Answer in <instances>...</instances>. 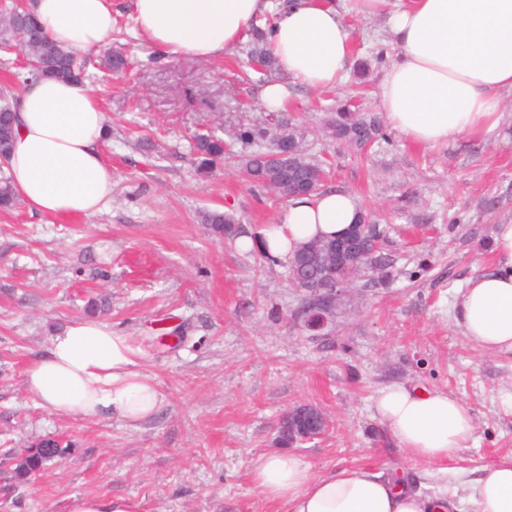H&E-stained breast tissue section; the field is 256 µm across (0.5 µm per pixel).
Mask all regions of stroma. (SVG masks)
I'll return each instance as SVG.
<instances>
[{
	"instance_id": "35a3bbf8",
	"label": "stroma",
	"mask_w": 512,
	"mask_h": 512,
	"mask_svg": "<svg viewBox=\"0 0 512 512\" xmlns=\"http://www.w3.org/2000/svg\"><path fill=\"white\" fill-rule=\"evenodd\" d=\"M112 50L129 61L100 71L87 50L86 82L106 114L101 146L112 199L92 216L61 217L17 203L0 212V512H67L75 497L123 498L133 512H268L251 479L256 460L282 450L277 426L310 405L325 432L294 445L314 473L404 465L374 419L391 383L447 391L472 410L468 448L407 474L423 495L460 496L472 470L512 455V354H490L462 336L454 305L469 278L493 263L496 225L512 223V196L494 214L484 201L512 184V96L507 117L484 138L419 147L398 131L364 152L342 147L319 120L335 100L380 112L379 83L396 49L384 18H346L353 54L383 51L370 80L333 90L296 85L286 109L306 130L311 154L330 162L326 189L357 197L386 227L390 264L364 270L341 290L322 330L309 329L285 261L217 239L200 215L233 213L240 234L277 222L286 201L259 195L242 158L201 175L189 151L199 133L231 141L242 124L272 119L245 54L167 59L138 35L132 0H112ZM99 318L128 336L140 369L164 402L138 427L42 408L25 369L52 334ZM47 436L72 441L65 459L26 481L10 456Z\"/></svg>"
}]
</instances>
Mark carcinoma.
I'll return each mask as SVG.
<instances>
[{
    "label": "carcinoma",
    "mask_w": 512,
    "mask_h": 512,
    "mask_svg": "<svg viewBox=\"0 0 512 512\" xmlns=\"http://www.w3.org/2000/svg\"><path fill=\"white\" fill-rule=\"evenodd\" d=\"M271 22L255 24L245 53L250 60L261 63L263 70L259 74L269 79L278 73V62L272 56L267 44V30ZM22 42L26 51L32 53L37 61L34 68L17 77L24 84L33 78H53L66 82L81 83L86 78V65L78 59L76 53L65 49L51 40L33 11L20 12L15 7L0 10V44L9 47L12 42ZM127 66V60L119 53H108L101 62V68L119 73ZM16 114V102L10 89L0 94V155L9 157L12 149L13 124ZM322 129L336 141L347 147L363 151L374 142L384 138L383 126L376 114L365 115L350 103H339L336 108L325 113L321 121ZM235 139L243 148L249 150L245 165L250 181L265 195L280 199L302 195L305 185L318 191L323 185L325 167L309 152L304 132L293 122V118L283 113L274 127L261 125H241L235 132ZM190 150L194 156L197 171L205 174L219 163L226 161L224 140L213 132L197 135ZM17 196L8 176L0 177V209L11 210ZM203 223L210 226L218 236H231L237 230V219L229 212L208 210L202 215ZM288 272L295 287L303 283L316 284L323 280H340L345 277L344 270L334 268L324 255L312 258L308 252L296 254L288 262ZM69 445H59L52 441L36 448L26 459L16 463L14 475L24 480L40 470L47 462L62 459Z\"/></svg>",
    "instance_id": "cac0c4a2"
}]
</instances>
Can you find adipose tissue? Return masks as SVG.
<instances>
[{"label":"adipose tissue","mask_w":512,"mask_h":512,"mask_svg":"<svg viewBox=\"0 0 512 512\" xmlns=\"http://www.w3.org/2000/svg\"><path fill=\"white\" fill-rule=\"evenodd\" d=\"M48 35L72 49L111 45V0H34ZM148 47L168 59L231 53L256 17L273 11L271 47L295 83L339 85L352 60L345 17L385 16L399 52L379 85L388 123L411 143L437 148L482 137L505 118L512 95V0H133ZM106 115L92 88L51 79L26 83L19 97L8 172L36 212L90 216L112 198V168L101 144ZM363 210L343 191L289 201L277 223L240 249L288 259L314 238L343 235ZM495 268L468 281L455 305L462 336L489 353H512V223L496 225ZM28 393L57 414L117 417L136 424L154 416L162 396L139 368L127 336L97 319H77L52 336L25 370ZM375 416L413 463L437 464L467 447L475 430L469 407L447 392L392 383ZM252 480L275 512H451L444 496L426 497L404 473L366 466L324 475L292 452L261 456ZM468 512H512V456L483 467L465 486Z\"/></svg>","instance_id":"obj_1"}]
</instances>
